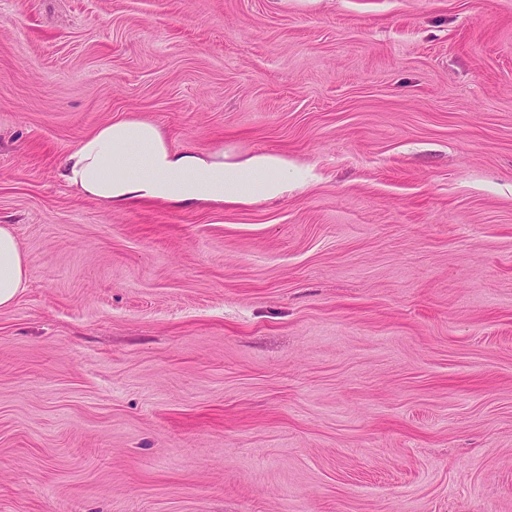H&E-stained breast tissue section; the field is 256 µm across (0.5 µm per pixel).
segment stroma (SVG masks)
I'll use <instances>...</instances> for the list:
<instances>
[{"instance_id": "35a3bbf8", "label": "stroma", "mask_w": 512, "mask_h": 512, "mask_svg": "<svg viewBox=\"0 0 512 512\" xmlns=\"http://www.w3.org/2000/svg\"><path fill=\"white\" fill-rule=\"evenodd\" d=\"M287 159L111 207L101 124ZM0 512H512V0H0ZM28 274L25 258L11 228L0 225V307L11 305Z\"/></svg>"}]
</instances>
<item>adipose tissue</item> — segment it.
I'll list each match as a JSON object with an SVG mask.
<instances>
[{
	"instance_id": "ef3b65f1",
	"label": "adipose tissue",
	"mask_w": 512,
	"mask_h": 512,
	"mask_svg": "<svg viewBox=\"0 0 512 512\" xmlns=\"http://www.w3.org/2000/svg\"><path fill=\"white\" fill-rule=\"evenodd\" d=\"M61 176L80 195L110 205H210L279 196L288 185V162L267 154L228 162L220 151L179 150L153 122L119 119L100 125L67 152ZM27 274L11 228L0 225V307L15 301Z\"/></svg>"
}]
</instances>
